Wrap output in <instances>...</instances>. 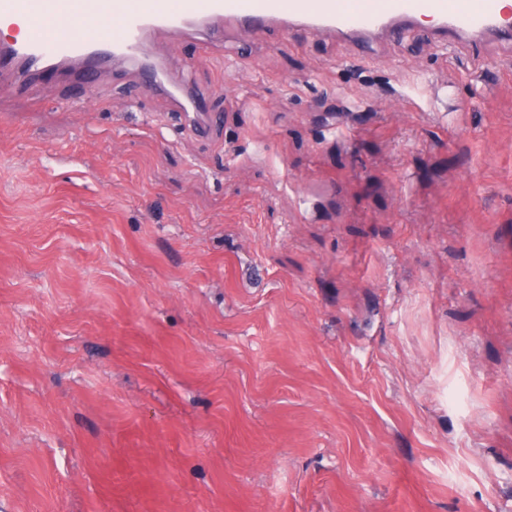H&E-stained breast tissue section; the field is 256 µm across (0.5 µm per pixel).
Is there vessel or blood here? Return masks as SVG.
<instances>
[{"label": "vessel or blood", "instance_id": "vessel-or-blood-1", "mask_svg": "<svg viewBox=\"0 0 512 512\" xmlns=\"http://www.w3.org/2000/svg\"><path fill=\"white\" fill-rule=\"evenodd\" d=\"M425 18L451 42H512L507 0H0V21L27 29L23 37L0 40V72L25 79L43 67L72 66L89 85L120 63L138 72L145 91L167 96L188 124L201 127L208 120L206 92L149 49L156 32L275 27L287 38L330 32L368 41L401 35Z\"/></svg>", "mask_w": 512, "mask_h": 512}]
</instances>
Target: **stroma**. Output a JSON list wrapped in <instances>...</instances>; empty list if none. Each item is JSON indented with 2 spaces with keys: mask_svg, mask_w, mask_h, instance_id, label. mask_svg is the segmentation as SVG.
Listing matches in <instances>:
<instances>
[{
  "mask_svg": "<svg viewBox=\"0 0 512 512\" xmlns=\"http://www.w3.org/2000/svg\"><path fill=\"white\" fill-rule=\"evenodd\" d=\"M198 42L0 92V512H512V45Z\"/></svg>",
  "mask_w": 512,
  "mask_h": 512,
  "instance_id": "stroma-1",
  "label": "stroma"
}]
</instances>
